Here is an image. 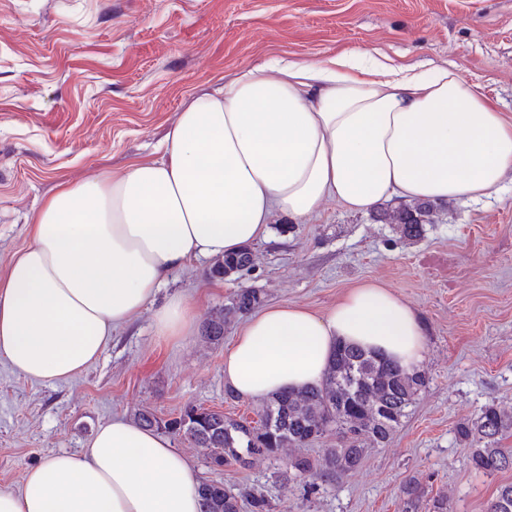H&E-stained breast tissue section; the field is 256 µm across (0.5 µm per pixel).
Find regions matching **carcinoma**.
I'll return each instance as SVG.
<instances>
[{
    "label": "carcinoma",
    "instance_id": "1",
    "mask_svg": "<svg viewBox=\"0 0 512 512\" xmlns=\"http://www.w3.org/2000/svg\"><path fill=\"white\" fill-rule=\"evenodd\" d=\"M431 204L400 205L383 215L399 225L407 238L420 236ZM253 263L250 248L224 256L211 270L226 278ZM263 301L255 289L235 293L205 326V336L224 338V325L249 313ZM426 372H408L384 357L349 345L336 348L322 382L304 390H285L266 400L259 410V424L244 425L224 413L196 405L186 406L164 428L190 439L206 450L212 467L247 466L256 460H275L285 448H309L331 431L340 442L317 457L296 455L272 473L283 483H303L314 489L317 482H336L342 473L356 471L366 448H380L392 438L407 408L426 387ZM512 432V413L489 404L473 421L455 428L456 437L470 447L469 462L484 475L512 470V448L499 446ZM408 508L418 512L421 490L409 480L402 487ZM201 512H273L262 492L247 486H227L206 480L199 486ZM486 512H512V483L502 484L487 503Z\"/></svg>",
    "mask_w": 512,
    "mask_h": 512
}]
</instances>
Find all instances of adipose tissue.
I'll return each instance as SVG.
<instances>
[{"instance_id": "adipose-tissue-1", "label": "adipose tissue", "mask_w": 512, "mask_h": 512, "mask_svg": "<svg viewBox=\"0 0 512 512\" xmlns=\"http://www.w3.org/2000/svg\"><path fill=\"white\" fill-rule=\"evenodd\" d=\"M511 175L512 121L454 70L388 69L353 52L239 71L180 112L156 155L60 183L34 214L31 244L0 279V358L27 378H69L171 273L266 238L275 215L304 222L329 199L354 211L394 195L480 199ZM156 306V336L189 333L182 296ZM341 343L408 370L425 359L419 313L364 282L323 313L282 303L253 314L224 352V381L250 401L312 387ZM198 485L166 436L118 417L81 455L0 490V512H200Z\"/></svg>"}]
</instances>
